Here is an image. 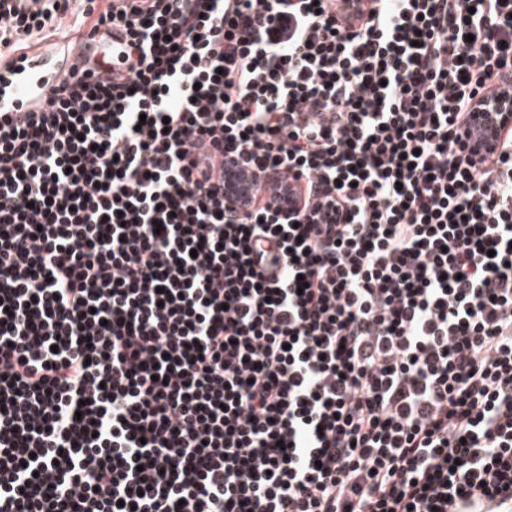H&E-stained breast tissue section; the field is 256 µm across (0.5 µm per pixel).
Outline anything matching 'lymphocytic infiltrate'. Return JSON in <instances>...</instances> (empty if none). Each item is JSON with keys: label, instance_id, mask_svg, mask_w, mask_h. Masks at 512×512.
Listing matches in <instances>:
<instances>
[{"label": "lymphocytic infiltrate", "instance_id": "obj_1", "mask_svg": "<svg viewBox=\"0 0 512 512\" xmlns=\"http://www.w3.org/2000/svg\"><path fill=\"white\" fill-rule=\"evenodd\" d=\"M70 10L0 0V59ZM74 28L0 111V512H512V0ZM58 50L51 44H44L36 50L34 60L25 68L16 65L14 74L3 70L9 88L6 94H0V108L15 112L22 105L39 100L47 85L55 83L62 75L54 68L59 60ZM486 110L489 112H474V118L481 120L484 113H491L490 118L498 126L507 127L512 125V100L492 101Z\"/></svg>", "mask_w": 512, "mask_h": 512}]
</instances>
